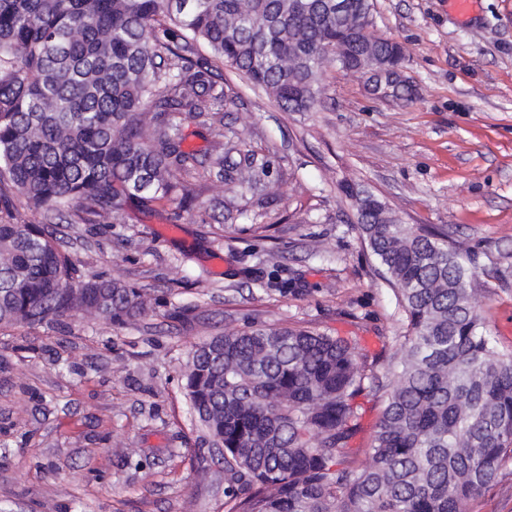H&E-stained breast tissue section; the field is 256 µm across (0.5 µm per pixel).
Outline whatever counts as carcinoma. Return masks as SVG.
Returning a JSON list of instances; mask_svg holds the SVG:
<instances>
[{
    "label": "carcinoma",
    "instance_id": "cac0c4a2",
    "mask_svg": "<svg viewBox=\"0 0 512 512\" xmlns=\"http://www.w3.org/2000/svg\"><path fill=\"white\" fill-rule=\"evenodd\" d=\"M0 0V184L30 211L68 208L112 225L129 204L196 200L202 164L183 147V113L224 112L225 64L284 112H312L330 68L357 74L374 59H403L385 38L360 37L370 0ZM346 41L345 59L319 46ZM212 60L199 57L197 46ZM212 200L224 180L260 177L245 157L224 174V118L211 127ZM361 244L392 287L406 331L391 376L356 342L313 330H232L195 346L186 395L224 447L227 512H467L512 461V349L487 329L476 301L480 253L429 224H398L386 203L350 184ZM0 328L77 316L126 326L158 299L85 276L46 224L0 196ZM383 408L370 461L351 441L359 399Z\"/></svg>",
    "mask_w": 512,
    "mask_h": 512
}]
</instances>
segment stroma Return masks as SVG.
Returning <instances> with one entry per match:
<instances>
[{
    "label": "stroma",
    "mask_w": 512,
    "mask_h": 512,
    "mask_svg": "<svg viewBox=\"0 0 512 512\" xmlns=\"http://www.w3.org/2000/svg\"><path fill=\"white\" fill-rule=\"evenodd\" d=\"M372 20L405 47L411 98H377L362 77L332 70L322 107L285 112L225 68L224 147L264 173L225 183L222 219L200 173L191 209L59 223L81 271L164 304L125 327L71 317L0 328V512H226L224 466L183 372L191 348L228 327L354 336L389 373L401 315L342 182L484 252L478 303L512 346V270L493 278L488 261L512 252V0H478L464 20L448 0H372Z\"/></svg>",
    "instance_id": "stroma-1"
}]
</instances>
